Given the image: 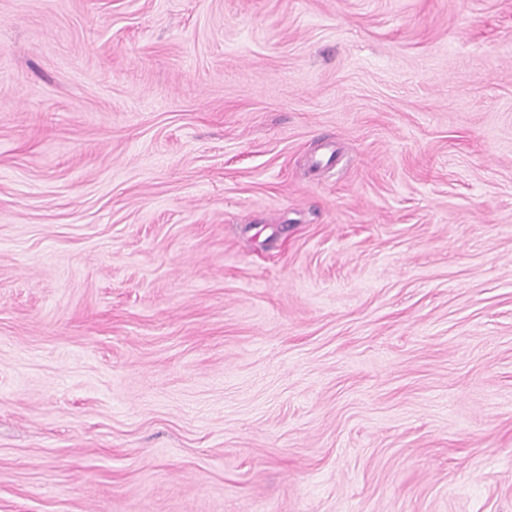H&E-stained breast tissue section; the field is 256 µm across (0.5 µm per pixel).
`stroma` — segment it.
I'll return each mask as SVG.
<instances>
[{
	"instance_id": "1",
	"label": "stroma",
	"mask_w": 512,
	"mask_h": 512,
	"mask_svg": "<svg viewBox=\"0 0 512 512\" xmlns=\"http://www.w3.org/2000/svg\"><path fill=\"white\" fill-rule=\"evenodd\" d=\"M0 512H512V0H0Z\"/></svg>"
}]
</instances>
